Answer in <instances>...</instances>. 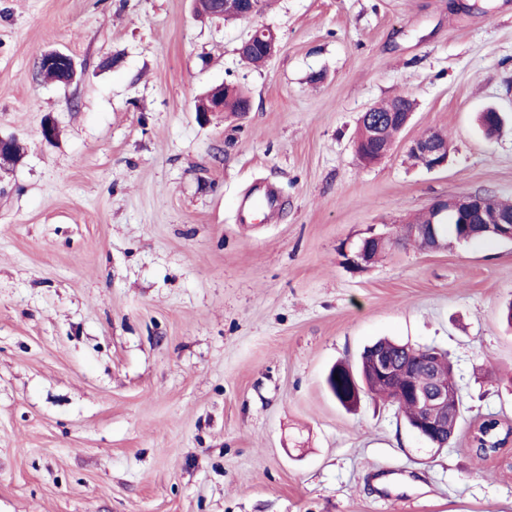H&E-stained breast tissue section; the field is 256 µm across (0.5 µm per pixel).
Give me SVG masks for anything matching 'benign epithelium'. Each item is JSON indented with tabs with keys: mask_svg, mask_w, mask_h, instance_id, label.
<instances>
[{
	"mask_svg": "<svg viewBox=\"0 0 512 512\" xmlns=\"http://www.w3.org/2000/svg\"><path fill=\"white\" fill-rule=\"evenodd\" d=\"M256 39L267 47V59H272L277 48L276 34L269 28H256L242 42L241 48L252 45ZM409 150L424 155L430 171L442 168L448 160V145L435 137L432 130L413 139ZM482 198L480 193L448 197L433 203L431 211L438 216L451 214L460 223L469 224L475 210L482 207ZM482 233L512 241V215L498 216L484 222ZM407 237L414 240L425 238L432 243L434 250L448 243V240L438 236L433 223L409 225ZM345 255L347 263L355 269H364L371 264L365 238L353 251L345 252ZM366 357L378 378L394 385L396 397L414 401L423 408V413L410 425L411 431L426 443L443 448L445 443L440 441L443 416L453 414L454 410L448 407V388L441 382L439 374H434L428 386L419 387L411 381V367L395 361L374 347L368 348Z\"/></svg>",
	"mask_w": 512,
	"mask_h": 512,
	"instance_id": "obj_1",
	"label": "benign epithelium"
}]
</instances>
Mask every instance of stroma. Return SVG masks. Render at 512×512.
<instances>
[{"instance_id": "obj_1", "label": "stroma", "mask_w": 512, "mask_h": 512, "mask_svg": "<svg viewBox=\"0 0 512 512\" xmlns=\"http://www.w3.org/2000/svg\"><path fill=\"white\" fill-rule=\"evenodd\" d=\"M257 26L278 39L259 68L239 57ZM52 49L74 82L42 80ZM221 83L250 110L196 112ZM399 95L411 123L360 162L362 113ZM428 130L450 141L434 171L408 155ZM0 136L25 148L0 165V512H512V470L470 449L482 419L512 425V242L344 256L438 199L512 201V0H271L230 22L0 0ZM267 190L276 209L248 213ZM384 337L447 352L449 447L328 392ZM375 240L378 245L388 244L389 238L384 234L372 233L370 237L363 238L360 243L353 251H345L347 257V263L355 269H364L368 267L372 260L370 258L369 251L367 250V241Z\"/></svg>"}]
</instances>
